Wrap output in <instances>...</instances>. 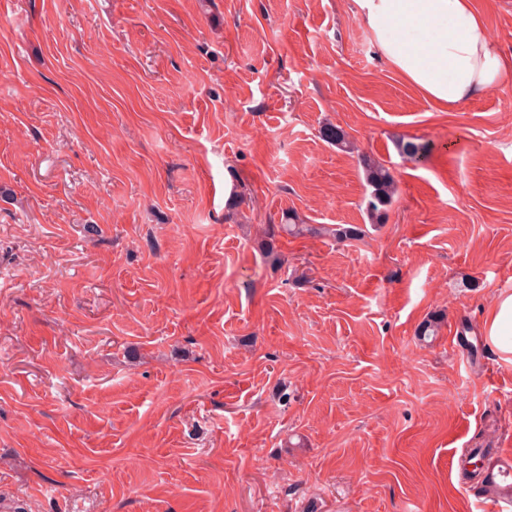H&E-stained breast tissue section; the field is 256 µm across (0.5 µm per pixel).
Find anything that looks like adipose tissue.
<instances>
[{
    "label": "adipose tissue",
    "mask_w": 512,
    "mask_h": 512,
    "mask_svg": "<svg viewBox=\"0 0 512 512\" xmlns=\"http://www.w3.org/2000/svg\"><path fill=\"white\" fill-rule=\"evenodd\" d=\"M389 66L440 111L452 112L512 70L498 53L474 0H354ZM483 333L512 363V294L496 300Z\"/></svg>",
    "instance_id": "ef3b65f1"
}]
</instances>
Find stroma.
<instances>
[{"label": "stroma", "instance_id": "stroma-1", "mask_svg": "<svg viewBox=\"0 0 512 512\" xmlns=\"http://www.w3.org/2000/svg\"><path fill=\"white\" fill-rule=\"evenodd\" d=\"M509 292L512 74L437 111L354 0H0V512H512L449 465L512 453ZM365 183V210L371 223L382 224L397 192V184L390 169L369 157L359 155ZM483 333L506 362L512 363V294H501L483 326Z\"/></svg>", "mask_w": 512, "mask_h": 512}]
</instances>
